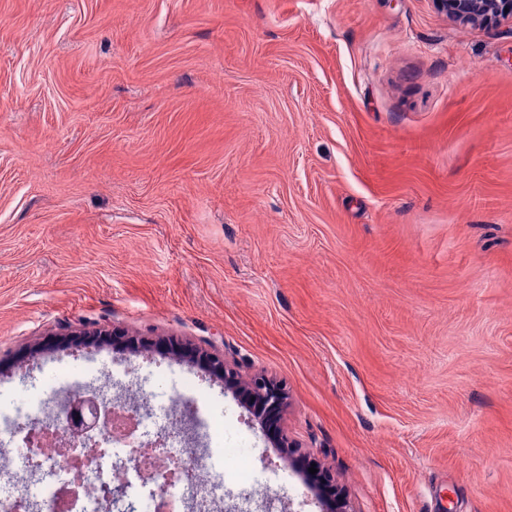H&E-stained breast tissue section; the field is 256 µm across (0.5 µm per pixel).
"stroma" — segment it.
I'll use <instances>...</instances> for the list:
<instances>
[{"label":"stroma","instance_id":"stroma-1","mask_svg":"<svg viewBox=\"0 0 512 512\" xmlns=\"http://www.w3.org/2000/svg\"><path fill=\"white\" fill-rule=\"evenodd\" d=\"M98 326L288 393L348 512H512V18L434 0H0V389L83 379ZM282 489L320 512L233 394Z\"/></svg>","mask_w":512,"mask_h":512}]
</instances>
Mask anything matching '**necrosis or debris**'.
<instances>
[{
	"label": "necrosis or debris",
	"mask_w": 512,
	"mask_h": 512,
	"mask_svg": "<svg viewBox=\"0 0 512 512\" xmlns=\"http://www.w3.org/2000/svg\"><path fill=\"white\" fill-rule=\"evenodd\" d=\"M130 399L126 406L116 408L108 420L107 451L76 469L72 464L74 450L62 447L54 433L40 436L37 442L27 440L32 423L44 420L49 396L17 393L9 405L0 409V512H104L105 503L97 490L136 480L139 474L152 470L148 456L136 455L134 449L141 434L150 427H159L165 438L166 453L185 462L188 476L165 484L163 495L147 496L132 505H120L114 512H188L191 502L213 507L222 504L231 486L250 484L249 512L252 503L268 501L270 488L252 481L251 464L243 451L228 448L224 457L229 466L221 482H214L209 456L192 448L185 432L158 424L151 395L129 385Z\"/></svg>",
	"instance_id": "necrosis-or-debris-1"
}]
</instances>
